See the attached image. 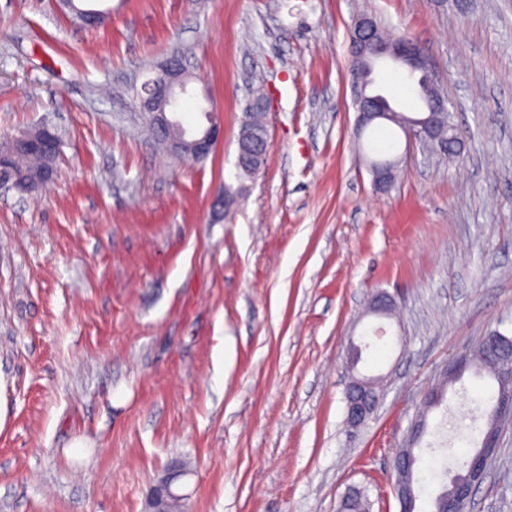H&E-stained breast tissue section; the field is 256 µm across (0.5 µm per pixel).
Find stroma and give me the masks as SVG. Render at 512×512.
<instances>
[{
  "label": "stroma",
  "mask_w": 512,
  "mask_h": 512,
  "mask_svg": "<svg viewBox=\"0 0 512 512\" xmlns=\"http://www.w3.org/2000/svg\"><path fill=\"white\" fill-rule=\"evenodd\" d=\"M0 0V140L43 125L53 181L0 190V512H144L180 461L187 512H337L349 490L400 512L395 452L441 369L512 335V0ZM420 43L465 141L457 161L392 125L355 136V17ZM181 53L224 121L176 157L135 89ZM375 78L406 112L416 85ZM261 172L239 178L253 88ZM398 156L376 192L371 158ZM390 294L392 316L369 315ZM384 379L345 426L347 345ZM490 379L428 416L418 506L469 449L458 429ZM470 512H512V425Z\"/></svg>",
  "instance_id": "35a3bbf8"
}]
</instances>
